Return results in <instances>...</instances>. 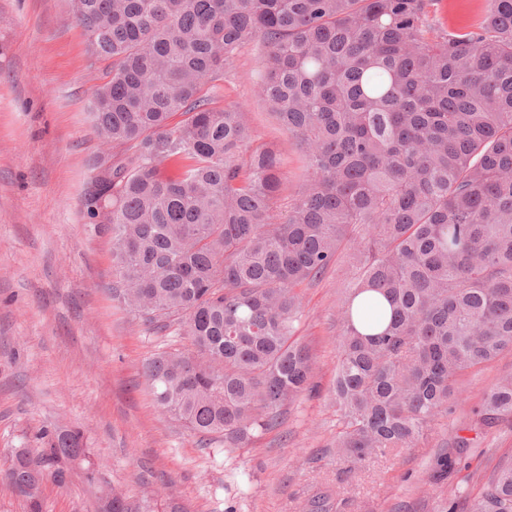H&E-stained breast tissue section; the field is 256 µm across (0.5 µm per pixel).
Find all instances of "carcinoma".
Wrapping results in <instances>:
<instances>
[{"label":"carcinoma","instance_id":"obj_1","mask_svg":"<svg viewBox=\"0 0 512 512\" xmlns=\"http://www.w3.org/2000/svg\"><path fill=\"white\" fill-rule=\"evenodd\" d=\"M433 2L79 0L91 56L111 61L92 116L112 175L86 202L112 234V297L148 323L178 317L189 340L144 364L158 412L235 448L315 396L301 289L346 246L330 399L347 468L411 446L458 401L459 376L512 351V0L456 32ZM253 40L255 95L304 162L285 208L277 149L251 147L242 108L213 102ZM471 414L476 432L512 417V374ZM38 440L9 468L28 512L67 463L94 467L78 428ZM455 465L440 454L432 478ZM101 509L140 512L115 487ZM473 512H512V461Z\"/></svg>","mask_w":512,"mask_h":512}]
</instances>
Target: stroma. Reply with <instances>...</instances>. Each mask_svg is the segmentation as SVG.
Returning <instances> with one entry per match:
<instances>
[{"instance_id": "stroma-1", "label": "stroma", "mask_w": 512, "mask_h": 512, "mask_svg": "<svg viewBox=\"0 0 512 512\" xmlns=\"http://www.w3.org/2000/svg\"><path fill=\"white\" fill-rule=\"evenodd\" d=\"M484 0H437V24L474 25ZM263 48L242 45L214 92L241 105L254 145L283 158L282 200L303 178L292 139L254 96ZM107 62L93 60L71 0H0V512H24L3 476L15 449L38 452L44 429L79 426L99 461L93 478L74 465L64 485L45 481L43 512H98L118 487L154 512H302L320 497L326 512H472L495 467L512 459V423L500 422L465 449L468 465L445 485L430 478L512 353L462 376V399L407 448L346 473L333 441L339 415L327 396L337 364L338 303L353 278L349 253L303 291L297 332L315 362L321 393L285 408L283 424L241 448L202 440L154 408L146 358L189 343L144 323L112 298V236L85 205L100 139L93 92Z\"/></svg>"}]
</instances>
